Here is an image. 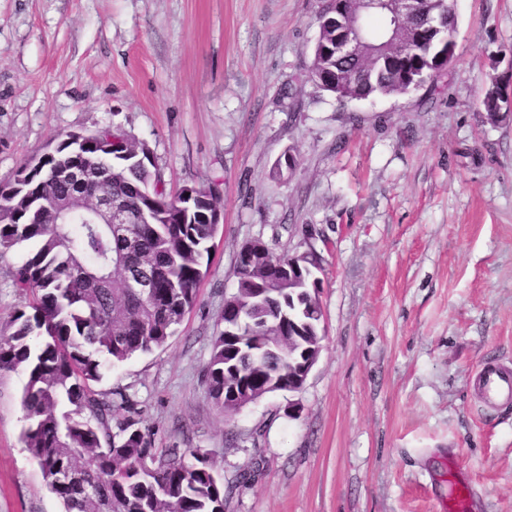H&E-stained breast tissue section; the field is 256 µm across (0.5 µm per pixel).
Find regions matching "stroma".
<instances>
[{"instance_id": "35a3bbf8", "label": "stroma", "mask_w": 512, "mask_h": 512, "mask_svg": "<svg viewBox=\"0 0 512 512\" xmlns=\"http://www.w3.org/2000/svg\"><path fill=\"white\" fill-rule=\"evenodd\" d=\"M320 0H0V181L61 135L120 130L168 191L213 185L222 225L197 302L164 346L97 390L137 402L155 447L199 450L224 512H440L456 464L467 512H512V0H454L455 55L432 84L339 101L310 79ZM293 171L274 175L285 154ZM262 239L322 257L324 339L303 388L226 417L204 368L234 257ZM0 252V336L26 299ZM23 371L0 370V512H62L21 440ZM498 80L492 81L491 86L488 88L485 97L483 99V106L485 112H495V93L499 89ZM500 99L502 103H500L501 110L500 112H495L496 117L501 116L500 114L507 113L511 114L512 112V86L511 84L505 85L501 87L500 90ZM482 383L487 396L494 401L512 400V372L487 364L480 371V384Z\"/></svg>"}]
</instances>
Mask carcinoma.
I'll list each match as a JSON object with an SVG mask.
<instances>
[{
    "label": "carcinoma",
    "instance_id": "obj_1",
    "mask_svg": "<svg viewBox=\"0 0 512 512\" xmlns=\"http://www.w3.org/2000/svg\"><path fill=\"white\" fill-rule=\"evenodd\" d=\"M423 23L446 14L448 34L456 16L447 2L423 0ZM322 21L312 72L336 75L354 99L395 96L421 86L445 62L436 60L440 35L405 51L394 42L403 27L388 0H357L355 10L368 27L367 50L359 58L336 55L338 26L330 0H322ZM124 142V156H112V139ZM138 141L111 128L91 141L70 135L52 154L20 166L23 178L3 192L0 250L34 240L37 250L13 271L16 288L30 297L17 327L0 337V370H22L26 425L22 441L64 512H224V484L211 458L200 451L193 461L176 447H153L136 403L122 392L110 397L93 388L104 367L163 346L197 300L206 275L204 258L217 235L222 203L211 185H191L175 199L151 160H137ZM86 157L110 172L102 183L81 188L66 172ZM132 212L144 210L146 224H94L84 213L56 223L54 205L74 197L84 203L101 188ZM156 275L160 290L140 299L126 288L127 267ZM235 301L241 309L233 326L239 335L212 339L204 382L210 398L227 413L254 394L282 389L297 375L304 345L321 331L317 302L297 299L294 285L271 272L268 254L234 270ZM282 319L288 331L261 336L264 321Z\"/></svg>",
    "mask_w": 512,
    "mask_h": 512
}]
</instances>
